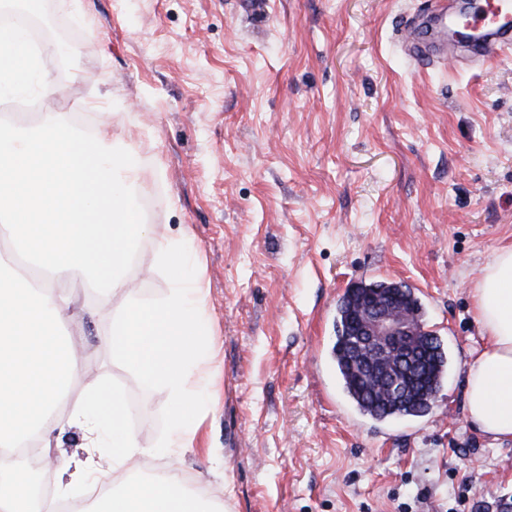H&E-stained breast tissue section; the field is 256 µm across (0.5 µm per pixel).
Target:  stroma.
Listing matches in <instances>:
<instances>
[{
  "label": "stroma",
  "instance_id": "1",
  "mask_svg": "<svg viewBox=\"0 0 512 512\" xmlns=\"http://www.w3.org/2000/svg\"><path fill=\"white\" fill-rule=\"evenodd\" d=\"M41 0L70 53L44 54L52 91L24 101L76 132L111 117L149 162L135 202L152 229L128 288L100 306L66 282L67 333L85 370L136 404L153 454L157 390L114 364L111 314L165 296L154 240L188 231L216 339L217 398L179 475L227 512H512V441L464 409L481 346L473 288L512 246V45L482 58L449 43L418 63L401 28L433 0ZM402 281L451 358L420 417L362 416L331 357L336 306L355 282ZM40 460L89 458L80 428Z\"/></svg>",
  "mask_w": 512,
  "mask_h": 512
}]
</instances>
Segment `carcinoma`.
Returning a JSON list of instances; mask_svg holds the SVG:
<instances>
[{
    "mask_svg": "<svg viewBox=\"0 0 512 512\" xmlns=\"http://www.w3.org/2000/svg\"><path fill=\"white\" fill-rule=\"evenodd\" d=\"M391 292L400 297L417 323L424 322V312L412 288L401 291L397 284L388 281H360L343 294L336 313V336L333 354L344 392L362 413L378 421L406 416H420L438 401L448 371V357L439 338L428 342L430 355L423 370V381L407 396L373 383L360 375L351 361L353 342V311L357 302L376 291Z\"/></svg>",
    "mask_w": 512,
    "mask_h": 512,
    "instance_id": "obj_1",
    "label": "carcinoma"
}]
</instances>
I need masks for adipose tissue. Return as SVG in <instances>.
Instances as JSON below:
<instances>
[{
  "mask_svg": "<svg viewBox=\"0 0 512 512\" xmlns=\"http://www.w3.org/2000/svg\"><path fill=\"white\" fill-rule=\"evenodd\" d=\"M23 27L0 28V89L36 84L39 72L18 53ZM130 144L103 120L75 139L59 116L46 114L39 136L0 139V234L11 244L0 257V447L77 425L90 448L112 452L113 468L130 469L145 455L128 425L123 392L86 375L60 325L67 298L58 285L80 281L101 304L126 283L127 268L149 233L129 192L144 166ZM486 339L472 353L465 387L469 420L496 440L512 439V247L497 250L473 290ZM83 393L69 402L75 379ZM0 507L46 512L23 475L0 458Z\"/></svg>",
  "mask_w": 512,
  "mask_h": 512,
  "instance_id": "ef3b65f1",
  "label": "adipose tissue"
}]
</instances>
